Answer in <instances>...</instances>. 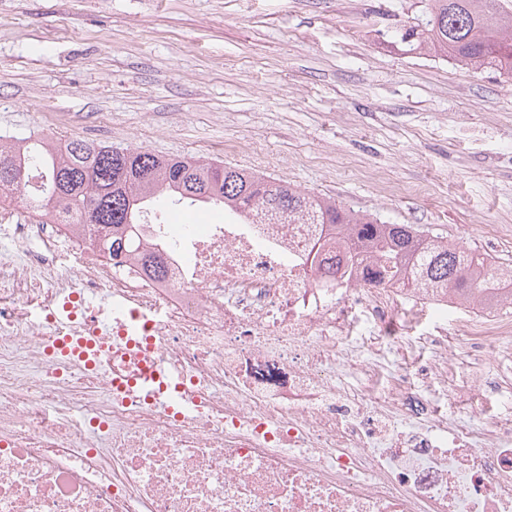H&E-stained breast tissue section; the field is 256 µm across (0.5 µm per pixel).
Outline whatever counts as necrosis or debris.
Returning a JSON list of instances; mask_svg holds the SVG:
<instances>
[{
  "label": "necrosis or debris",
  "instance_id": "4bbe7bcc",
  "mask_svg": "<svg viewBox=\"0 0 512 512\" xmlns=\"http://www.w3.org/2000/svg\"><path fill=\"white\" fill-rule=\"evenodd\" d=\"M0 227V512H512V414L472 405L512 389L506 292L380 286L324 224H147L162 277L5 189ZM74 277L111 295L113 338L178 369L193 409L112 389L139 369L109 348L93 369L53 356L102 320L66 311ZM420 315L434 332H410ZM457 368L467 389L448 387Z\"/></svg>",
  "mask_w": 512,
  "mask_h": 512
}]
</instances>
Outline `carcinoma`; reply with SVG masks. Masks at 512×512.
I'll return each mask as SVG.
<instances>
[{
  "instance_id": "cac0c4a2",
  "label": "carcinoma",
  "mask_w": 512,
  "mask_h": 512,
  "mask_svg": "<svg viewBox=\"0 0 512 512\" xmlns=\"http://www.w3.org/2000/svg\"><path fill=\"white\" fill-rule=\"evenodd\" d=\"M407 51L427 52L512 79V0H424L414 21L388 31ZM27 204L91 227L95 248L136 251L146 211L167 206L219 207L243 219L274 212L301 224L346 226L379 267L378 283L409 269L412 283L452 288L465 299L512 269L470 247L423 235L410 224H386L285 181L221 163L160 157L82 139L59 147L46 138L0 142V189Z\"/></svg>"
}]
</instances>
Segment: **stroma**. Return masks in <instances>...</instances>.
I'll return each mask as SVG.
<instances>
[{
	"instance_id": "1",
	"label": "stroma",
	"mask_w": 512,
	"mask_h": 512,
	"mask_svg": "<svg viewBox=\"0 0 512 512\" xmlns=\"http://www.w3.org/2000/svg\"><path fill=\"white\" fill-rule=\"evenodd\" d=\"M421 0H0V139L239 165L512 264V80L408 54ZM505 235L484 241L480 227Z\"/></svg>"
}]
</instances>
